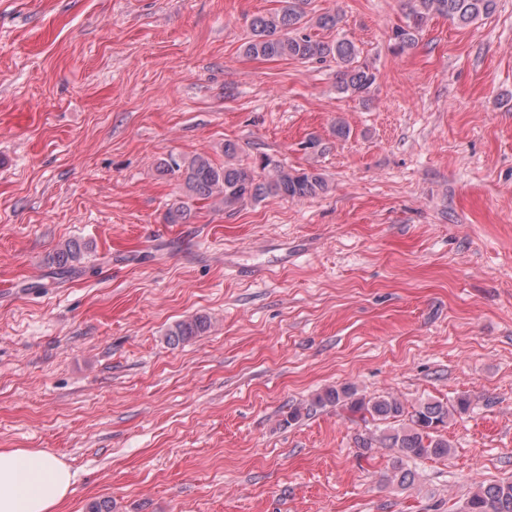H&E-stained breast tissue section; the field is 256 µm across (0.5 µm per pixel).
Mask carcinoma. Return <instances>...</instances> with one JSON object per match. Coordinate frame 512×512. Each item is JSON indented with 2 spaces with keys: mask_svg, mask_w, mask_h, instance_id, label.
Wrapping results in <instances>:
<instances>
[{
  "mask_svg": "<svg viewBox=\"0 0 512 512\" xmlns=\"http://www.w3.org/2000/svg\"><path fill=\"white\" fill-rule=\"evenodd\" d=\"M309 0H282V6L250 22V37L244 44L246 55L273 59L288 57L302 60L336 61L337 90L342 94L362 97L376 81V74L366 63L358 60V49L346 39L323 41L305 33L313 22L321 28L336 27L334 14L309 18ZM497 0H405L406 23L395 29L396 49L412 46L429 19L443 16L461 26L492 14ZM162 172L171 173L183 182L187 196L198 200L218 199L224 207L232 208L244 202L261 201L268 197L304 199L315 197L327 190L324 176L316 171L290 170L266 154L259 156L252 166L238 160V147L224 144V164L218 165L201 154L182 162H164ZM82 246L71 240L61 246L52 257L54 278L70 274L80 263ZM208 319L199 316L181 321L167 332L168 343L176 345L207 331ZM312 405L338 406L361 421H393L381 433L366 432L359 435L357 447L369 452L374 448H394L397 459L392 465V479L401 486L415 482V472L409 464L425 459L447 457L452 444L441 431L448 422L466 414L472 405L467 395L443 403L420 401L411 408L394 396L367 398L358 394L353 386L329 387L317 395ZM465 512H512V481L503 480L479 486L469 496Z\"/></svg>",
  "mask_w": 512,
  "mask_h": 512,
  "instance_id": "carcinoma-1",
  "label": "carcinoma"
}]
</instances>
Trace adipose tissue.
I'll use <instances>...</instances> for the list:
<instances>
[{
	"label": "adipose tissue",
	"mask_w": 512,
	"mask_h": 512,
	"mask_svg": "<svg viewBox=\"0 0 512 512\" xmlns=\"http://www.w3.org/2000/svg\"><path fill=\"white\" fill-rule=\"evenodd\" d=\"M72 473L61 461L30 448H0V512H59Z\"/></svg>",
	"instance_id": "ef3b65f1"
}]
</instances>
